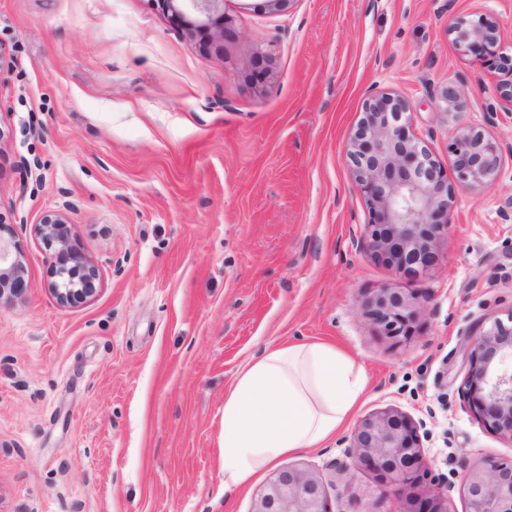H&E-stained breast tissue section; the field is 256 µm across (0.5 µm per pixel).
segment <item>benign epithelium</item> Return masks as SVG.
Returning <instances> with one entry per match:
<instances>
[{
    "instance_id": "benign-epithelium-1",
    "label": "benign epithelium",
    "mask_w": 512,
    "mask_h": 512,
    "mask_svg": "<svg viewBox=\"0 0 512 512\" xmlns=\"http://www.w3.org/2000/svg\"><path fill=\"white\" fill-rule=\"evenodd\" d=\"M172 16L204 32L211 44L224 43V0H157ZM461 49L480 45L496 54L504 76L500 89L512 103V56L495 53L498 29L491 18L451 24ZM409 103L389 93L374 94L365 106L347 151L355 182L365 195L373 223L365 225L363 244L407 274H425L437 263L440 245L448 239L454 189L428 149L405 131ZM502 144L476 128L461 130L454 141L453 168L471 188L490 182L498 170ZM63 208L46 214L35 234L57 243V280L48 288L62 304L93 296L99 270L71 243V223ZM34 287L20 256L0 240V300ZM366 314L388 336L415 331L414 297L380 292L366 304ZM468 371L461 387L475 417L496 434L512 440V313L477 326L466 348ZM422 421L385 408L362 417L349 438L347 457L338 469L371 471L383 487L402 492L400 512H448L444 493L426 489L430 478L420 430ZM466 512H512V460L484 458L464 467ZM253 512H334L322 478L311 470L285 467L273 472L258 495Z\"/></svg>"
}]
</instances>
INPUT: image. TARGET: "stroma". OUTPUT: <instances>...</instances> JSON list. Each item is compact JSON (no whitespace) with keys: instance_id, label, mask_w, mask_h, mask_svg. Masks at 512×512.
I'll use <instances>...</instances> for the list:
<instances>
[{"instance_id":"1","label":"stroma","mask_w":512,"mask_h":512,"mask_svg":"<svg viewBox=\"0 0 512 512\" xmlns=\"http://www.w3.org/2000/svg\"><path fill=\"white\" fill-rule=\"evenodd\" d=\"M224 15L217 48L156 0H0V236L33 282L0 302V512H252L270 472L225 493L224 393L299 338L364 368L358 415L422 421L448 512H465L464 464L512 459L460 397L468 335L512 312V156L467 189L452 144L466 127L512 143V103L449 25L493 18L512 54V0H224ZM372 92L409 102L408 133L455 187L417 278L362 243L346 152ZM66 201L99 280L63 305L34 226ZM383 291L416 296L414 336L365 316ZM350 435L279 465L318 473L335 512H398L397 488L335 470Z\"/></svg>"}]
</instances>
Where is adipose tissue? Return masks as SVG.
<instances>
[{
  "mask_svg": "<svg viewBox=\"0 0 512 512\" xmlns=\"http://www.w3.org/2000/svg\"><path fill=\"white\" fill-rule=\"evenodd\" d=\"M366 388L336 346L293 343L251 357L224 395V490L232 492L284 455L316 448L341 428Z\"/></svg>",
  "mask_w": 512,
  "mask_h": 512,
  "instance_id": "adipose-tissue-1",
  "label": "adipose tissue"
}]
</instances>
